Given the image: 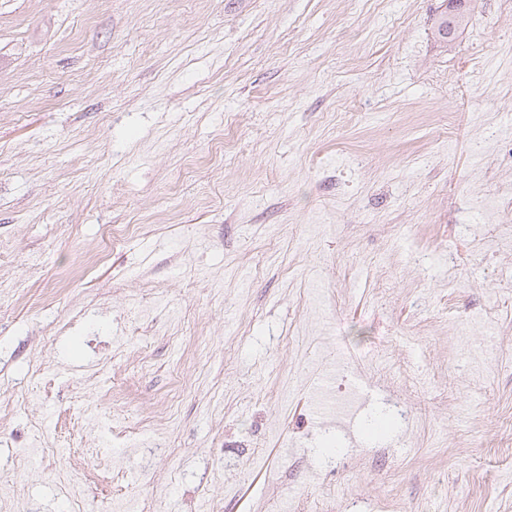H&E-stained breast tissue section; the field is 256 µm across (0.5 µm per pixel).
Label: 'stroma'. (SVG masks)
Listing matches in <instances>:
<instances>
[{"mask_svg": "<svg viewBox=\"0 0 512 512\" xmlns=\"http://www.w3.org/2000/svg\"><path fill=\"white\" fill-rule=\"evenodd\" d=\"M466 5L443 42L441 0H0L15 507L512 512V0ZM336 333L384 348L357 407L380 435L277 402V374L323 383ZM176 364L166 439H113L162 414ZM329 438L354 466L288 477Z\"/></svg>", "mask_w": 512, "mask_h": 512, "instance_id": "1", "label": "stroma"}]
</instances>
